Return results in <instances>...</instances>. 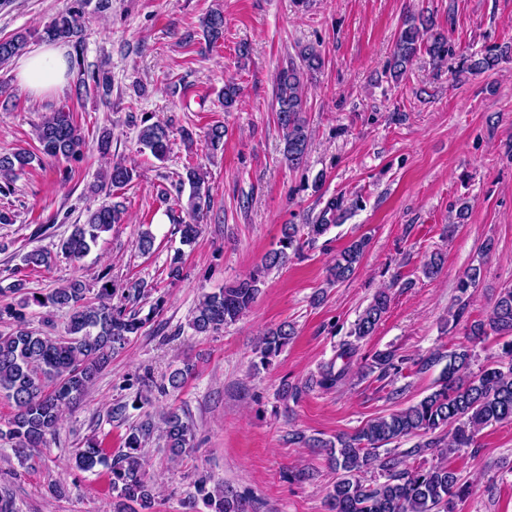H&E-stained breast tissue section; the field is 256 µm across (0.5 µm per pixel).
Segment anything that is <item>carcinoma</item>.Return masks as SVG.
I'll return each instance as SVG.
<instances>
[{
    "instance_id": "obj_1",
    "label": "carcinoma",
    "mask_w": 512,
    "mask_h": 512,
    "mask_svg": "<svg viewBox=\"0 0 512 512\" xmlns=\"http://www.w3.org/2000/svg\"><path fill=\"white\" fill-rule=\"evenodd\" d=\"M56 15L43 29L47 41L67 42L73 48L71 70L76 72L78 91H94L101 97L111 93L109 77L85 70L83 4ZM206 45L213 47L224 37V14L208 12L201 20ZM28 36L17 33L0 39V65L25 52ZM509 47L489 46L481 56L473 54L461 60L462 70L477 73L493 69L507 56ZM426 53L441 65L448 60V35L438 28L433 19L425 16L406 21L401 28L393 50L389 75L394 80L403 78L414 59ZM300 63H289L279 71L275 109L276 119L284 135V157L289 165L298 167L307 157L310 133L304 117V78L318 72L323 66L321 52L313 45L299 52ZM39 152L48 158L78 160L83 157L85 140L69 111L58 110L45 117L36 129ZM140 145L162 160L169 151L168 128L160 123L144 125L138 133ZM36 155L25 149L0 157V178L8 184L13 177L30 165ZM133 169L115 163L104 176L113 187L131 182ZM191 193L188 206L192 221L180 225L181 242L193 244L200 234L199 219L209 206V195L203 191L205 181L194 168L186 171ZM356 206L344 196L331 198L323 211L320 223L308 224V235L324 234L336 218L343 217ZM123 205L117 201L87 209L82 224L71 225V232L60 244L61 252L69 259L79 261L97 244L101 233L119 223ZM369 240L361 237L344 248L329 268L328 283L335 284L350 278L360 264ZM301 245L299 228L295 224L284 227L279 247L270 250L261 265L247 277L220 292L209 293L200 299L192 319L191 329L197 334H210L239 320L250 311L265 276L273 269L288 263L290 254H298ZM51 252L33 249L22 256L26 267L49 266ZM100 287L90 299L91 288L78 278L54 288L46 294L30 292L24 278H16L0 294L16 296L0 304V320L13 321L14 333L0 336V396L13 404L15 412L6 423H0V440L11 444L17 460L26 462L38 449L47 446L61 422L64 411L80 402L88 393L97 375L110 362L112 354L123 348L131 337L141 334L148 318L139 317L136 306L148 295L142 281L124 286L116 284L104 272L98 276ZM390 297L386 292L374 296L359 315L350 335L354 340L342 343L336 359L320 369L311 384L322 390H331L343 381L358 353L357 341L370 336L387 312ZM32 306L48 309H68L69 320L60 334L52 333L54 324L47 320L49 330L28 328L27 309ZM453 325H463L464 333L480 338L488 332L503 337L499 359L478 370L472 365L475 353L468 347H458L446 355L431 353L421 359L420 369L429 370L442 363L439 378L433 390L417 402L388 415L369 420L350 434H339L335 440L307 438L291 434V440L312 448L327 451L332 467L338 474L327 492L328 512H456L458 504L471 494L472 487L461 480L443 459L463 448L478 447L477 436L493 424L512 422V285L501 288L486 318L469 320L467 302L459 299L452 314ZM294 335L293 326L283 323L267 330L258 340L257 351L262 364L278 356ZM402 359L393 350L374 355L369 371L381 379L399 372ZM153 430L146 421L129 429L124 448L108 456L96 440L76 450L70 467L90 472L104 466L109 473L112 491L120 500L118 509L131 503L141 512H155L156 488L147 477L142 450ZM161 432L166 446L174 456L194 447L195 425L186 415L177 411L166 413L161 420ZM420 438L411 448L401 452H380V449L407 438ZM432 450L442 461L427 468L414 467L407 458ZM378 471L382 483L371 484L363 474ZM197 493L212 512H253L251 502L224 488L222 484L209 486L204 477L197 483Z\"/></svg>"
}]
</instances>
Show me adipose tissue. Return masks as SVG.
Instances as JSON below:
<instances>
[{
  "instance_id": "adipose-tissue-1",
  "label": "adipose tissue",
  "mask_w": 512,
  "mask_h": 512,
  "mask_svg": "<svg viewBox=\"0 0 512 512\" xmlns=\"http://www.w3.org/2000/svg\"><path fill=\"white\" fill-rule=\"evenodd\" d=\"M68 68L69 62L64 49L46 44L20 61L16 78L32 95L57 93L66 85Z\"/></svg>"
}]
</instances>
